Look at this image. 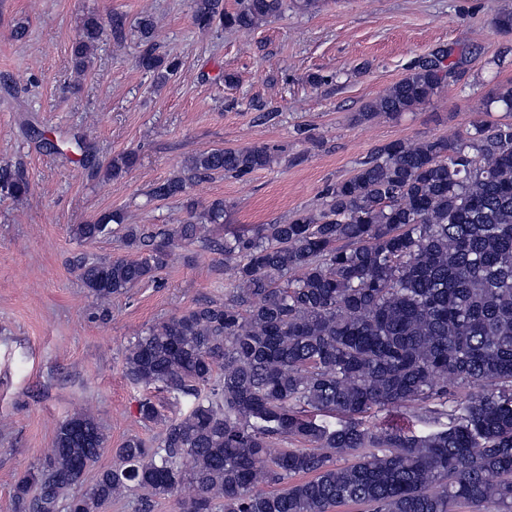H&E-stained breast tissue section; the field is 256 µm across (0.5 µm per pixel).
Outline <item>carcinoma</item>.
Wrapping results in <instances>:
<instances>
[{
	"label": "carcinoma",
	"instance_id": "cac0c4a2",
	"mask_svg": "<svg viewBox=\"0 0 512 512\" xmlns=\"http://www.w3.org/2000/svg\"><path fill=\"white\" fill-rule=\"evenodd\" d=\"M284 9L285 0H238L233 10L192 0V21L201 32L247 31ZM125 26L120 14L85 18L71 47L75 71L91 68L106 30L121 37ZM136 31L139 66L162 86L178 62L159 52L151 17ZM449 56L440 49L421 60L360 117H394L430 100L452 77ZM487 103L511 113L512 85ZM66 146L107 180L136 163L131 152L99 163L79 135ZM273 161L261 144L202 151L149 191L183 199V223L153 232L109 211L73 228L87 243L119 232L136 252L73 258L97 301L154 278L178 245L223 253L232 288L126 348L129 381L191 397V410L169 418L143 400L139 414L162 425L160 436L127 437L87 488L79 460L93 467L107 439L90 415L65 419L45 462L16 481L15 512H95L133 490L146 512L150 499L185 487V512H512V122L382 145L326 190L319 213L301 210L222 243L210 237L206 225L224 223V199L200 210L189 184ZM30 190L24 173L0 169L1 194L21 201ZM374 408L448 422L424 435L374 431L363 424ZM277 438L307 447L273 452Z\"/></svg>",
	"mask_w": 512,
	"mask_h": 512
}]
</instances>
